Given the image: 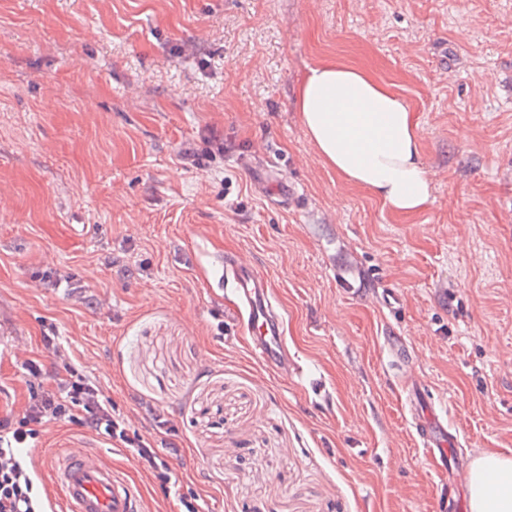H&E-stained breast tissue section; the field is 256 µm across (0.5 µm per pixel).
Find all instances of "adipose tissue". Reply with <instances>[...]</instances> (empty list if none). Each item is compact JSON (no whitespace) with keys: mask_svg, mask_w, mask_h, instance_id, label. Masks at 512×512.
Masks as SVG:
<instances>
[{"mask_svg":"<svg viewBox=\"0 0 512 512\" xmlns=\"http://www.w3.org/2000/svg\"><path fill=\"white\" fill-rule=\"evenodd\" d=\"M297 109L317 158L344 184L368 190L411 216L432 197L421 159L423 133L406 101L367 70L328 60L309 68ZM471 512H512V457L480 455L469 481Z\"/></svg>","mask_w":512,"mask_h":512,"instance_id":"ef3b65f1","label":"adipose tissue"}]
</instances>
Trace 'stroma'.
Instances as JSON below:
<instances>
[{
  "label": "stroma",
  "mask_w": 512,
  "mask_h": 512,
  "mask_svg": "<svg viewBox=\"0 0 512 512\" xmlns=\"http://www.w3.org/2000/svg\"><path fill=\"white\" fill-rule=\"evenodd\" d=\"M326 60L414 112L420 214L317 159L295 99ZM228 252L267 278L303 377L250 351ZM389 336L461 455L512 456V0H0V419L71 363L178 444V483L77 422L29 457L82 442L144 512H445Z\"/></svg>",
  "instance_id": "stroma-1"
}]
</instances>
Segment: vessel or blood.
Returning <instances> with one entry per match:
<instances>
[{"mask_svg": "<svg viewBox=\"0 0 512 512\" xmlns=\"http://www.w3.org/2000/svg\"><path fill=\"white\" fill-rule=\"evenodd\" d=\"M224 285L236 297L239 318L249 333V347L270 371L303 375L282 335L284 312L266 277L241 257H225ZM409 422L427 458L447 480L449 498L460 497L469 467L458 451L459 437L441 407L414 374L403 378ZM66 512H142L141 492L99 455L78 444L45 457Z\"/></svg>", "mask_w": 512, "mask_h": 512, "instance_id": "1", "label": "vessel or blood"}]
</instances>
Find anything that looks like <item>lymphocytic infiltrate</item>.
<instances>
[{
    "mask_svg": "<svg viewBox=\"0 0 512 512\" xmlns=\"http://www.w3.org/2000/svg\"><path fill=\"white\" fill-rule=\"evenodd\" d=\"M64 370L65 377L55 387L33 393L21 417L0 420V512H43V502L22 455L33 447L38 425L50 421L81 422L97 435L128 448L163 488L174 486L177 477L168 462L151 442L137 434L129 435L123 418L98 386L72 365H65Z\"/></svg>",
    "mask_w": 512,
    "mask_h": 512,
    "instance_id": "lymphocytic-infiltrate-1",
    "label": "lymphocytic infiltrate"
}]
</instances>
